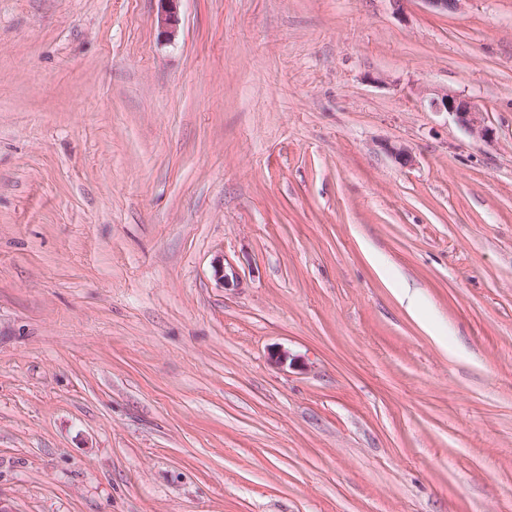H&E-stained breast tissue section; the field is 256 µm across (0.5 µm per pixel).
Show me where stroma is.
I'll return each instance as SVG.
<instances>
[{
	"label": "stroma",
	"mask_w": 512,
	"mask_h": 512,
	"mask_svg": "<svg viewBox=\"0 0 512 512\" xmlns=\"http://www.w3.org/2000/svg\"><path fill=\"white\" fill-rule=\"evenodd\" d=\"M176 12L0 0V504L512 512V0ZM432 106L437 112H448L455 116L457 122L473 135L481 139L491 137V130L482 120V112L472 102L460 95L446 91L432 100Z\"/></svg>",
	"instance_id": "stroma-1"
}]
</instances>
